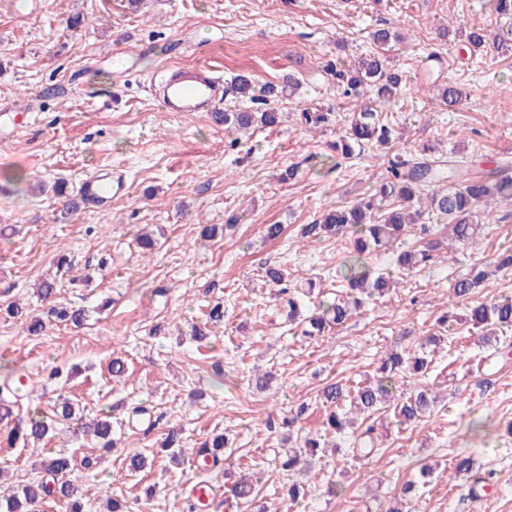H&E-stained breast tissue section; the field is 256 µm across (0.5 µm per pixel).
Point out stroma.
Wrapping results in <instances>:
<instances>
[{
	"mask_svg": "<svg viewBox=\"0 0 512 512\" xmlns=\"http://www.w3.org/2000/svg\"><path fill=\"white\" fill-rule=\"evenodd\" d=\"M475 24L499 28L487 0H0V112L21 118L0 126V304L16 301L30 312L26 320L0 317V382L27 383L0 429L61 394L84 415L104 409L122 420L116 447L79 482L87 512H101L109 491L132 512H185L194 485L224 488L244 465L277 512H385L410 481L425 512H512V330L486 345L470 324L450 330L439 321L456 276L512 250V203L479 216L473 247L435 224L426 236L439 244L433 262L402 271L398 254L426 238L411 225L376 263L396 288L313 339L289 320L287 298L264 275L280 265L294 283L313 282L296 296L306 317L341 291L336 271L349 237L310 241L300 227L331 206L351 205L383 175L369 148L337 161L350 107L326 71L331 59L370 53L375 29L401 36L389 66L406 86L380 108L397 132L393 150L427 146L477 163L512 161V56L461 52ZM115 53L127 59L121 77L110 62ZM204 64L225 80L245 74L272 89L279 124L230 150L223 125L207 113L164 111L155 93L162 72ZM290 75L301 82L297 90L288 88ZM449 81L466 94L454 107L436 98ZM316 107L335 118L311 130L300 113ZM291 167L299 175L284 181ZM104 169L127 183L106 209L69 212L50 189H30L62 178L74 195ZM270 224L282 225L278 239L267 238ZM206 225L218 227L216 237L201 238ZM141 230L157 238L153 251H139ZM63 250L74 263L59 278L57 299L87 310L79 328L51 317L35 294ZM218 301L223 324L193 340L192 328ZM33 318L42 332H29ZM392 352L432 353L426 375L408 369L397 378L401 397L429 387L437 397L431 412L414 424L397 422L389 408L376 413L380 450L371 457L330 448L323 387L368 382ZM115 357L126 368L118 381L109 370ZM54 368L64 375L47 382ZM142 402L162 418L154 429L127 422ZM295 410L303 434L327 448L310 468L288 472L275 461L288 448L286 431L265 422ZM172 427L181 431L179 466L161 446ZM219 433L230 439V466H200L195 448ZM134 450L147 458L138 473L126 469ZM59 452L78 459L84 449L65 429L35 452L0 444V484L41 480L42 459ZM462 457L471 471L457 470ZM425 465L433 468L426 481ZM478 475L486 488L475 497ZM289 482L304 486V498L282 495Z\"/></svg>",
	"mask_w": 512,
	"mask_h": 512,
	"instance_id": "35a3bbf8",
	"label": "stroma"
}]
</instances>
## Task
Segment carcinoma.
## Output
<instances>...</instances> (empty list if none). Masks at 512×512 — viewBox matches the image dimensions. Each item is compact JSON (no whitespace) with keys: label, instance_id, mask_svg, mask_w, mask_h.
<instances>
[{"label":"carcinoma","instance_id":"obj_1","mask_svg":"<svg viewBox=\"0 0 512 512\" xmlns=\"http://www.w3.org/2000/svg\"><path fill=\"white\" fill-rule=\"evenodd\" d=\"M490 10L506 26L499 28L493 39L496 49L506 53L512 51V0H488ZM375 52L366 55L352 65L329 64L331 76L336 80L340 95L354 100L367 95L368 89L376 91V100L386 103L400 91L402 75L387 66L386 53L392 50V32L380 28L373 32ZM488 34L485 28L474 25L464 39L463 50L473 55L486 48ZM232 89L241 98L254 103L261 100L255 94L253 80L247 75L234 79ZM438 97L445 106L452 107L462 100V91L453 82L439 89ZM332 113L308 109L301 113L305 125L319 128L328 123ZM224 122L225 130L241 135L258 125L271 126L278 122L279 113L263 111H226L217 113ZM394 139V129L383 121L372 105L365 104L358 112L350 113L348 130L336 152L345 158L355 148L368 145L386 146ZM383 179L374 191L366 194L348 207L326 209L323 214L301 228V237L319 240L321 238L348 233L353 238V250L343 261L340 277L345 281L348 295L342 299L319 302L320 313L308 319L310 329L305 335L314 336L332 326L344 324L362 306L364 300L383 297L393 287V280L385 273H377L371 264L372 257L401 236L406 228L418 223L423 210L448 220L453 237L460 243L473 244L478 238V210L493 202H512V166L495 162L481 168L465 157L418 156L405 158L401 154L387 156L384 162ZM434 245L421 250L405 251L398 258V264L412 269L433 258ZM487 277L486 267L472 266L452 285V295L466 300L481 286ZM50 315L75 326L83 324L86 314L80 308L53 306ZM472 327L486 330L485 340L495 337V329L512 327V297H505L491 304L478 302L468 307L467 314ZM403 357L390 353L382 359L378 368L379 377L368 385L349 388L337 382L326 385L322 390L323 402L330 408L327 418L329 430L337 436L347 433L353 427L351 414L357 413L370 418L386 404L392 384L401 372ZM431 398L426 389H420L397 403V417L402 423L417 422L430 410ZM79 421L75 403L68 399L53 404L51 413L38 410L29 412L12 428L0 433L9 445L22 442V447L36 444L45 439L58 427ZM83 433L94 438L95 447L104 451L112 448V415L100 413L81 424ZM372 427L368 426L355 438L353 445L362 456L374 452L371 443ZM226 447L225 438L215 435L203 443L205 456L212 463L220 460V452ZM42 469L52 481L42 480L29 483L21 489L6 491L0 488V512H30L42 500L51 499L62 504L65 512H83L77 480L66 475L74 469L73 457L60 453L42 463ZM231 497L239 506L251 512H272L267 502L259 499L256 486L244 479L234 482L229 489Z\"/></svg>","mask_w":512,"mask_h":512}]
</instances>
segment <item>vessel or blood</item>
Segmentation results:
<instances>
[{"instance_id": "vessel-or-blood-1", "label": "vessel or blood", "mask_w": 512, "mask_h": 512, "mask_svg": "<svg viewBox=\"0 0 512 512\" xmlns=\"http://www.w3.org/2000/svg\"><path fill=\"white\" fill-rule=\"evenodd\" d=\"M224 96V85L211 66L172 71L162 85L161 105L168 112H211ZM124 191L122 175L101 174L82 185L87 205L105 206Z\"/></svg>"}]
</instances>
